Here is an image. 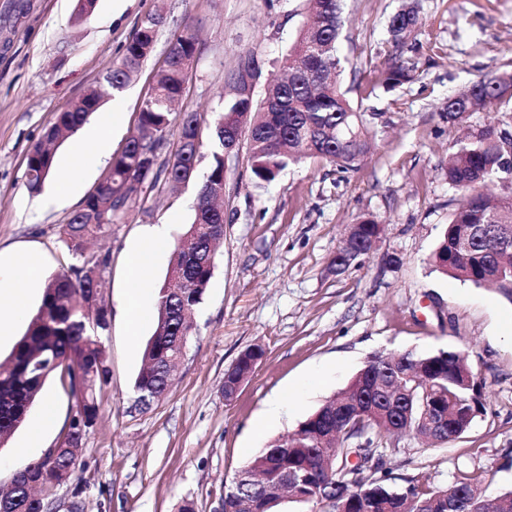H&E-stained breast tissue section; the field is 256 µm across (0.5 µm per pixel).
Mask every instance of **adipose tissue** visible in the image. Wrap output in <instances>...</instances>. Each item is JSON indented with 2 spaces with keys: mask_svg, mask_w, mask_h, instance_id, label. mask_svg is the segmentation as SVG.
Masks as SVG:
<instances>
[{
  "mask_svg": "<svg viewBox=\"0 0 512 512\" xmlns=\"http://www.w3.org/2000/svg\"><path fill=\"white\" fill-rule=\"evenodd\" d=\"M147 244L136 251L130 261V275L127 279L128 313L132 324L138 325L150 317L151 290L146 279V273L152 266L156 255L161 252L168 241L166 225L156 224L146 231ZM25 266L30 278H37L40 272L41 261L37 255L21 254L8 257L0 261V299H11L12 305L0 308V338L12 335L17 321L25 313V303L20 296L8 288L4 273L14 271L18 266Z\"/></svg>",
  "mask_w": 512,
  "mask_h": 512,
  "instance_id": "adipose-tissue-1",
  "label": "adipose tissue"
}]
</instances>
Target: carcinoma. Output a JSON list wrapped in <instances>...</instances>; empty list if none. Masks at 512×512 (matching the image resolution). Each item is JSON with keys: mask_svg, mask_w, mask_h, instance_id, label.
<instances>
[{"mask_svg": "<svg viewBox=\"0 0 512 512\" xmlns=\"http://www.w3.org/2000/svg\"><path fill=\"white\" fill-rule=\"evenodd\" d=\"M307 21L284 58L286 76L270 83L262 100L246 94V74L257 69L252 58L241 61L231 77L233 93L224 111L211 122L214 150L210 171L199 187L195 215L175 245V261L158 289L155 330L145 344L144 367L134 381V408L142 409L164 398L193 330L194 312L201 303L214 271V244L224 237V209L217 204L224 190V149L232 143L231 131L248 133L250 169L260 183H270L289 165L306 157L334 164L343 172L355 171L374 144L375 134L364 113L340 90L342 72L336 42L341 27L342 0H306ZM419 18L417 0H403L391 17L388 36L395 49L403 47ZM156 29L139 23L110 71L112 88L126 86L149 56ZM182 55L169 56L155 76V95L140 109L139 135L128 140L113 158L110 180L87 197L81 209L62 226L61 238L68 252L62 271L48 280L41 306L25 334L14 345L7 361L0 363V447L28 417L52 377L69 385L76 412L57 450L52 467L26 466L14 484L0 488V512H48L53 492L75 471L76 448L98 415V394L110 379L104 345L109 315L93 322L77 301L92 290L96 273L108 257L85 251V241L112 232L118 213L136 200L142 188L155 185L160 176L180 182L181 169L196 165L202 118L195 112H176L174 104L186 79L185 59H195L196 39L186 27L174 35ZM412 68L392 62L381 84L392 89L411 79ZM512 71L481 76L465 90L448 97L446 120L454 128L478 110L491 109L512 95ZM100 106V94L89 90L67 112L56 115L46 141H64L74 134ZM179 128V140L195 146L174 156L165 165L147 166L158 157L167 133ZM54 166V154L37 147L30 155L26 179L37 192ZM448 184L463 197L453 210L447 228L431 257L433 270L475 285H490L512 302V138L505 126L472 130L452 142L446 168ZM384 225L361 217L352 232V250L339 245L330 270L352 257L369 255L381 238ZM403 360L379 355L361 369L350 385L327 400L286 437L271 440L266 448L224 485L223 512H264L268 491L290 472L303 477L293 488V501L322 512H448V491L430 490L412 479L402 490L386 484L383 464L355 466L349 455L355 448H340L330 466L323 463L321 437L329 418L341 412L340 433L345 439L365 438L372 446L384 434L411 435L423 442L428 436L421 424L430 409L445 420L446 436L463 435L485 412L482 386L472 380L464 356L455 350L429 353L406 351ZM253 372L250 357L241 358L229 375L242 382ZM350 496L338 498L334 484ZM481 486L480 477L457 475L452 488L459 495L457 512H512V491L484 504L472 502L468 492Z\"/></svg>", "mask_w": 512, "mask_h": 512, "instance_id": "obj_1", "label": "carcinoma"}]
</instances>
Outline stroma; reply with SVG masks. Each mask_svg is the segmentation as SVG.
Wrapping results in <instances>:
<instances>
[{
  "label": "stroma",
  "mask_w": 512,
  "mask_h": 512,
  "mask_svg": "<svg viewBox=\"0 0 512 512\" xmlns=\"http://www.w3.org/2000/svg\"><path fill=\"white\" fill-rule=\"evenodd\" d=\"M16 11L0 0V253L40 254L41 274L15 271L36 314L44 287L66 262L60 233L109 169L88 171L61 193L56 174L30 192L27 158L56 114L91 88L101 112L121 117L107 132L119 154L136 132L143 98L175 33L191 28L196 60L178 109L211 120L224 107L227 81L240 58L253 57L263 95L306 15L305 0H97L91 15L77 0H25ZM399 0H343L339 54L342 88L377 132L376 146L355 172L309 159L272 183L253 180L249 153L225 160L224 239L203 295L186 354L165 398L133 409L134 380L153 322L131 330L125 281L129 257L148 226L167 225L177 240L191 223L198 179L211 162L203 144L197 179L175 188L162 181L126 206L111 236L92 242L106 255L100 300L108 309L111 378L100 413L83 437L80 466L56 490L52 512H221L224 484L267 443L293 432L344 390L376 355L462 351L480 378L486 411L458 438L428 446L411 436H383L378 451L389 484L418 480L450 488L459 472L480 474L488 496L512 490V302L492 289L433 271L431 255L459 200L445 175L454 133L442 107L471 81L512 69V0H419V23L401 53L412 79L384 89L379 77L393 55L387 24ZM163 10L151 55L122 89L107 75L147 13ZM386 224L375 250L344 273L327 264L357 216ZM265 354L233 401L224 373L248 347ZM55 418L41 443L19 428L0 447V486L47 449L59 447L75 413L68 385L43 392ZM281 419L258 422L272 398Z\"/></svg>",
  "instance_id": "obj_1"
}]
</instances>
